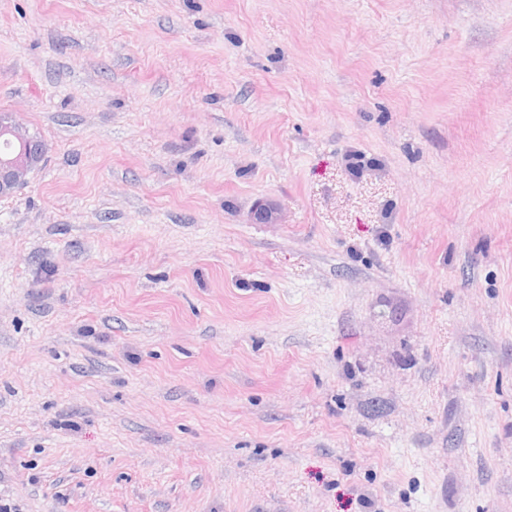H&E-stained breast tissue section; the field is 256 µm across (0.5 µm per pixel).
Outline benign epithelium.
Wrapping results in <instances>:
<instances>
[{
	"mask_svg": "<svg viewBox=\"0 0 512 512\" xmlns=\"http://www.w3.org/2000/svg\"><path fill=\"white\" fill-rule=\"evenodd\" d=\"M0 137L12 146V151L0 156V198L12 197L27 187L32 175L45 161L48 147L44 140L21 122L13 112L0 113ZM249 220L253 224H279L278 205L270 199H260L254 205Z\"/></svg>",
	"mask_w": 512,
	"mask_h": 512,
	"instance_id": "7a95c632",
	"label": "benign epithelium"
}]
</instances>
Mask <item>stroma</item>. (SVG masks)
I'll return each instance as SVG.
<instances>
[{
  "label": "stroma",
  "instance_id": "1",
  "mask_svg": "<svg viewBox=\"0 0 512 512\" xmlns=\"http://www.w3.org/2000/svg\"><path fill=\"white\" fill-rule=\"evenodd\" d=\"M1 111V501L512 512V0H0ZM0 137L12 146L11 152L0 156V198L3 199L27 187L45 161L48 147L13 112H0ZM249 220L253 224L281 223L279 207L273 200L259 199L250 213Z\"/></svg>",
  "mask_w": 512,
  "mask_h": 512
}]
</instances>
